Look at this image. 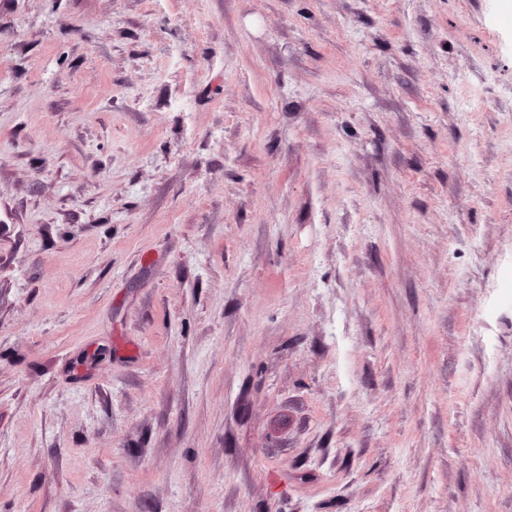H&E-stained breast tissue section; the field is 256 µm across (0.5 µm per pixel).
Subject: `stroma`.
Masks as SVG:
<instances>
[{
	"instance_id": "35a3bbf8",
	"label": "stroma",
	"mask_w": 512,
	"mask_h": 512,
	"mask_svg": "<svg viewBox=\"0 0 512 512\" xmlns=\"http://www.w3.org/2000/svg\"><path fill=\"white\" fill-rule=\"evenodd\" d=\"M0 512H512V0H0Z\"/></svg>"
}]
</instances>
